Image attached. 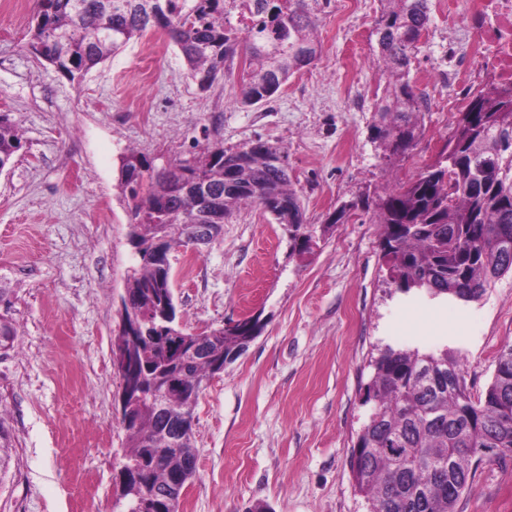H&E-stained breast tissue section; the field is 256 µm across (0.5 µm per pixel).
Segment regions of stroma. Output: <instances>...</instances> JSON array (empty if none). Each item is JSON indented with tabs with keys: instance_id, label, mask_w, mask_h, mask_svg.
Masks as SVG:
<instances>
[{
	"instance_id": "obj_1",
	"label": "stroma",
	"mask_w": 512,
	"mask_h": 512,
	"mask_svg": "<svg viewBox=\"0 0 512 512\" xmlns=\"http://www.w3.org/2000/svg\"><path fill=\"white\" fill-rule=\"evenodd\" d=\"M320 53L271 101L241 102L238 77L200 91L164 30L131 41L78 82L28 48L36 0H0V112L23 134L0 171V286L19 335L0 352V512H123L126 432L111 347L113 302L133 261L118 186L133 148L155 168L220 141L260 138L288 153L308 223L358 195L409 179L452 131L448 0H431L410 77L428 102L424 135L387 172L370 140L380 0H309ZM372 211L357 209L313 255L289 257L262 206L234 211L201 249L172 252L186 331L248 316L263 329L224 366L194 411V477L180 512H366L347 458L368 409L370 360L390 346L445 349L466 363L471 395L512 340V273L463 303L388 289ZM457 512H512V460L486 462Z\"/></svg>"
}]
</instances>
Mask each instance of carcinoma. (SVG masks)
Masks as SVG:
<instances>
[{"mask_svg":"<svg viewBox=\"0 0 512 512\" xmlns=\"http://www.w3.org/2000/svg\"><path fill=\"white\" fill-rule=\"evenodd\" d=\"M240 19L224 20V0H37L30 50L70 81L154 28L178 46L187 76L203 92L234 75L236 56L252 69L240 75L242 102L273 98L294 73L319 54L316 23L307 0H232ZM375 21L378 66L385 79L376 96L371 140L385 165L416 148L424 133V97L409 78L412 58L431 21L430 0H381ZM23 147L9 114L0 113V171ZM288 159L275 144L256 139L235 149L215 142L183 166L154 169L145 155L120 157L119 186L128 198L135 263L124 295L143 319L134 357L145 379L124 429V456L135 468L122 488L125 508L147 495L156 512H178L183 486L195 475L193 416L201 385L216 359L240 356L261 333L257 317L175 344L177 323L164 320L173 306L165 251L185 245L184 217L199 211L194 181L204 179L223 220L258 204L286 226L288 257L311 254L353 210L374 207L388 284L434 299L480 300L495 279L512 272V87L486 86L459 112L436 158L414 177L355 198L319 226L306 222ZM17 327L0 315V351L13 347ZM362 404L370 406L348 458L355 490L367 512H456L478 466L470 450L512 454V342L498 355L491 382L477 397L467 389L461 360L448 350H380L370 361ZM177 388L158 405L153 391Z\"/></svg>","mask_w":512,"mask_h":512,"instance_id":"1","label":"carcinoma"}]
</instances>
